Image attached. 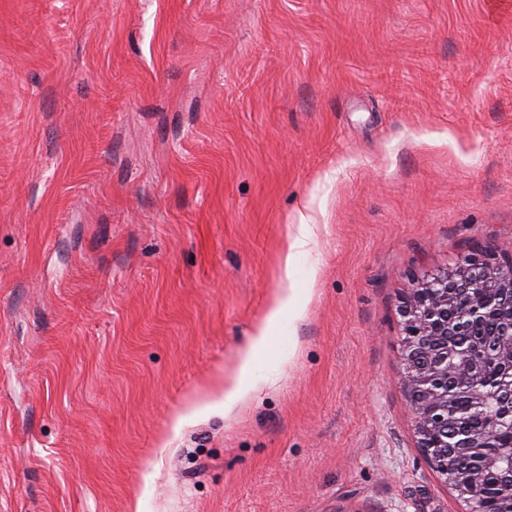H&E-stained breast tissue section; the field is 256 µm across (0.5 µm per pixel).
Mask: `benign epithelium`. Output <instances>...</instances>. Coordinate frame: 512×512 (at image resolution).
<instances>
[{
  "mask_svg": "<svg viewBox=\"0 0 512 512\" xmlns=\"http://www.w3.org/2000/svg\"><path fill=\"white\" fill-rule=\"evenodd\" d=\"M504 324L503 337L475 340L467 349L430 345L432 336H465L471 324L488 313ZM403 334L401 359L408 409L417 447L440 471L444 483L465 504L472 503L482 472L492 464L512 474V450L486 456L476 467H456L435 451L429 440L446 435L451 453L465 448H494L504 419L512 422V383L495 391L485 386V366L494 363L512 374V258L474 251L429 278L416 280L400 309ZM466 384L471 408L482 412L478 433L460 427L452 388ZM491 512H512V477L492 503Z\"/></svg>",
  "mask_w": 512,
  "mask_h": 512,
  "instance_id": "benign-epithelium-1",
  "label": "benign epithelium"
}]
</instances>
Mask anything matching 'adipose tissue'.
<instances>
[{
	"instance_id": "adipose-tissue-1",
	"label": "adipose tissue",
	"mask_w": 512,
	"mask_h": 512,
	"mask_svg": "<svg viewBox=\"0 0 512 512\" xmlns=\"http://www.w3.org/2000/svg\"><path fill=\"white\" fill-rule=\"evenodd\" d=\"M300 300L296 288L280 284L273 294L269 310L262 323L255 329L247 347L239 357L237 369L232 377L218 378L211 394L223 404L225 411L232 409L253 387L254 357L266 344L271 330L276 326L284 311H296Z\"/></svg>"
}]
</instances>
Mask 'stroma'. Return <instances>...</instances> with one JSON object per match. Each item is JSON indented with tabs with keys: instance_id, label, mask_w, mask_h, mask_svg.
<instances>
[{
	"instance_id": "stroma-1",
	"label": "stroma",
	"mask_w": 512,
	"mask_h": 512,
	"mask_svg": "<svg viewBox=\"0 0 512 512\" xmlns=\"http://www.w3.org/2000/svg\"><path fill=\"white\" fill-rule=\"evenodd\" d=\"M295 260L309 292L203 409ZM512 257V13L0 0V512H465L400 298Z\"/></svg>"
}]
</instances>
